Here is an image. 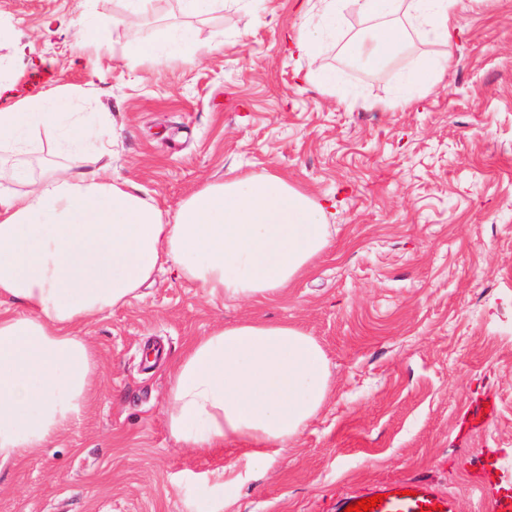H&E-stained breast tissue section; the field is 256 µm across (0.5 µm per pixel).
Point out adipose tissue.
<instances>
[{"mask_svg": "<svg viewBox=\"0 0 512 512\" xmlns=\"http://www.w3.org/2000/svg\"><path fill=\"white\" fill-rule=\"evenodd\" d=\"M459 0H303L316 32L299 30L294 49L307 76L336 86L323 63L326 40L347 7L372 21L371 43L347 57L373 70L404 49L409 29L451 37ZM155 0H127L105 21L68 19L83 45L106 23L136 26ZM198 29L160 25L133 46V60L193 61L209 52ZM442 66L423 56L403 78L406 91L380 102L406 105L432 88ZM81 90L55 87L0 108V147L27 148L39 136L65 148V161L32 169L0 158V470L47 447L85 408L94 370L81 327L137 297L159 272L175 269L206 294L272 296L308 270L329 244L324 208L276 174L243 173L208 182L167 216L132 181L100 174L118 136L108 116L82 108ZM330 385L322 347L294 325L242 320L195 338L174 364L169 430L190 450L238 445L271 462L323 408Z\"/></svg>", "mask_w": 512, "mask_h": 512, "instance_id": "1", "label": "adipose tissue"}]
</instances>
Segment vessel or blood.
I'll return each instance as SVG.
<instances>
[{"label":"vessel or blood","instance_id":"obj_1","mask_svg":"<svg viewBox=\"0 0 512 512\" xmlns=\"http://www.w3.org/2000/svg\"><path fill=\"white\" fill-rule=\"evenodd\" d=\"M374 493L383 497L373 512H427L437 506L441 512H457L452 496L438 492L422 480H395L375 485Z\"/></svg>","mask_w":512,"mask_h":512}]
</instances>
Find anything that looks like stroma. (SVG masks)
Segmentation results:
<instances>
[{
    "instance_id": "35a3bbf8",
    "label": "stroma",
    "mask_w": 512,
    "mask_h": 512,
    "mask_svg": "<svg viewBox=\"0 0 512 512\" xmlns=\"http://www.w3.org/2000/svg\"><path fill=\"white\" fill-rule=\"evenodd\" d=\"M123 0H0V107L34 87L81 88L119 138L108 176L167 213L205 182L288 178L331 212L329 245L284 292L228 302L169 271L86 325L96 367L88 407L48 448L0 472V512H330L337 495L422 478L457 512H492L512 491V0H463L451 45L412 35L387 67L348 62L373 24L346 8L325 46L340 104L300 77L285 39L295 0H256L200 19L158 0L154 19L200 28L196 61H132L151 26L80 46L50 17H103ZM440 83L396 97L423 54ZM241 319L285 321L324 349L331 394L267 467L230 447L175 442L172 365L189 343ZM494 413L468 416L485 400Z\"/></svg>"
}]
</instances>
